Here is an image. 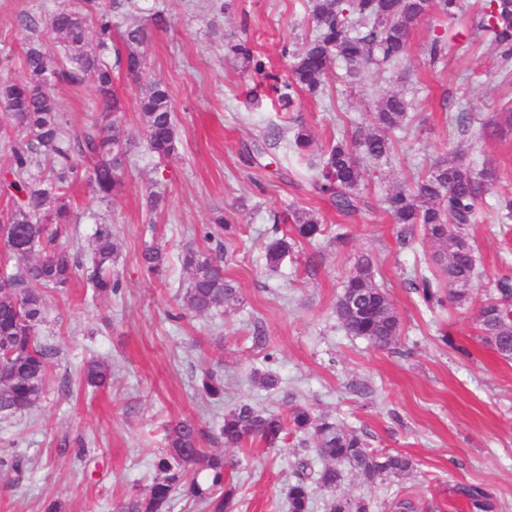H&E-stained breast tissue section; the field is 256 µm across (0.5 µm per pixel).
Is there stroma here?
<instances>
[{
    "mask_svg": "<svg viewBox=\"0 0 512 512\" xmlns=\"http://www.w3.org/2000/svg\"><path fill=\"white\" fill-rule=\"evenodd\" d=\"M72 0H0V55L20 57L21 14L34 17L70 6ZM142 17L163 12L167 28L144 46L145 73L168 87L180 144L159 160L145 148L138 110L139 87L126 76L114 89L124 103L120 131L136 146V163L110 204H100L86 183L72 200L84 218L71 225L69 245L88 251L95 217L112 225L118 253L112 269L123 286L97 294L79 281L45 292L40 341L52 347L50 377L33 407L0 416V459L25 458L16 474L0 466V512H112L126 494L145 491L152 461L163 449L164 429L189 419L218 437L224 415L241 400L282 411L283 393L315 414L362 433L370 447L408 456L405 475L368 483L344 471L337 494L369 503L372 512H395L410 499L412 512H467L458 486L480 484L494 497V512H512V360L486 345L475 315L496 279L512 277V225L485 218L472 230L480 261L467 305L429 308L411 286L416 274L437 271L434 247L422 228L405 232L385 211L386 192L410 185L417 172L462 142L448 125L458 108L482 123L512 105V74L497 48L479 42L464 55L431 60L427 48L443 22L428 20L412 32L402 68L369 71L354 85L329 84L325 95H298L293 121L266 99L255 98L257 75L241 70L228 52L247 40L267 66L289 76L283 42L300 47L312 29L303 0H140ZM405 92L412 102L407 129L396 132L389 162L366 174V208L351 217L337 212L307 182L313 169L289 142L294 121L310 128L313 153L365 125L378 98ZM492 162L495 195L512 193V135L474 153ZM164 197L150 211V192ZM238 227L235 237L203 240L216 210ZM319 214L326 232L298 244L278 266L264 246L287 232L292 210ZM166 252L164 281L148 278L145 246ZM222 260L239 288L237 301L203 316L172 321L187 278L184 245ZM373 261L374 278L402 319L398 344L381 350L345 334L335 315L342 281L359 257ZM109 364L101 388L85 386L86 361ZM224 376V399L198 392L204 369ZM271 369L277 391L251 385L252 370ZM297 440L270 449L255 443L231 449L239 458L225 472L235 512H288L286 491Z\"/></svg>",
    "mask_w": 512,
    "mask_h": 512,
    "instance_id": "35a3bbf8",
    "label": "stroma"
}]
</instances>
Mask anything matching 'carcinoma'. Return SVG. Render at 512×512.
<instances>
[{"label": "carcinoma", "instance_id": "cac0c4a2", "mask_svg": "<svg viewBox=\"0 0 512 512\" xmlns=\"http://www.w3.org/2000/svg\"><path fill=\"white\" fill-rule=\"evenodd\" d=\"M138 0H74L73 6L56 10L45 19L21 16L30 33L23 49L21 73L0 79V141L7 143L8 161L0 169V196L7 199L0 210V252L15 261L0 269V413L13 415L32 407L48 376L51 348L39 341L43 322L42 290H63L77 278L101 293L122 288L112 272L116 245L112 225L96 223L92 236L91 265L82 254L59 239L68 225L78 223L71 206L70 190L87 179L94 197L109 204L123 184L134 144L118 130L122 102L114 91L115 74L123 73L141 86L146 149L160 160L176 155L178 128L167 88L158 80L143 78L140 48L149 39L150 27L132 21ZM312 33L301 49L283 54L291 58V80L272 85L280 108L294 106V96L304 92L316 98L325 90L332 66L340 61L344 83L371 67L384 68L401 62L408 53L413 29L438 16L451 19L463 9L462 0H305ZM478 22L465 36L460 32L435 36L428 46L430 58L448 54V45L468 48L481 38L499 50L504 63L512 61V0H479ZM229 52L244 72L266 75V65L248 43L240 40ZM59 85L89 88L100 112L82 131L65 126L55 95ZM411 103L400 93L383 97L364 129H357L321 152L312 177L313 189L328 197L346 215L361 210L358 189L368 164L388 158L394 149L392 134L404 127ZM512 133V107L496 113L483 124L475 139L503 137ZM290 146L303 154L312 146L308 127L294 128ZM497 179L494 167L477 168L461 158L432 163L412 187L399 188L384 199L394 223L411 229L421 226L435 245L440 276H422L412 287L422 301L441 305L449 297L462 306L471 299L472 282L479 260L471 243L478 223V206ZM494 212L500 223L512 221V198L498 196ZM291 234L272 237L265 245L269 265L277 266L296 243H313L325 233V225L309 210L290 215ZM235 234L234 225L218 214L203 227L207 241ZM145 271L155 277L165 269V249L149 245L142 254ZM190 278L182 291L186 315H204L237 298L238 288L212 256L191 246L182 251ZM343 331L380 349L395 346L402 320L388 294L374 281L373 263L363 257L356 271L342 285L335 306ZM482 340L497 354L512 359V280L496 281L495 294L477 311ZM108 365L91 360L84 370L87 384L103 387L110 379ZM200 392L206 398L224 393V378L212 369L202 373ZM224 447L242 448L254 442L278 448L288 436L299 437L306 454L293 465L294 480L288 484V512H311L313 488L330 493L328 512H370L356 499L336 494L344 465L367 482L398 477L412 468L411 460L368 448L354 430L336 421L314 416L310 408L289 400L280 413L258 411L243 401L224 415L220 427ZM204 432L190 420L166 428V450L153 461L156 475L144 493L131 494L116 504V512H170L175 493L198 502L205 512H234L232 494L224 490V472L239 461L222 450L203 447ZM321 461L314 468L311 456ZM469 512H493L491 493L479 485L457 489Z\"/></svg>", "mask_w": 512, "mask_h": 512}]
</instances>
